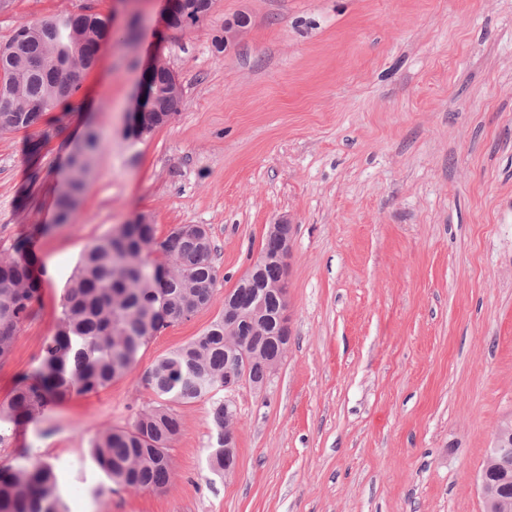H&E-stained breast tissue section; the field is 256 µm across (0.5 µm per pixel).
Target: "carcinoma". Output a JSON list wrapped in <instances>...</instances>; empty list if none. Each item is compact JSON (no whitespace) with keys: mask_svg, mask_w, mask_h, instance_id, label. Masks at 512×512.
Masks as SVG:
<instances>
[{"mask_svg":"<svg viewBox=\"0 0 512 512\" xmlns=\"http://www.w3.org/2000/svg\"><path fill=\"white\" fill-rule=\"evenodd\" d=\"M208 0H178L172 25L193 27L204 17ZM109 20L97 13L64 14L22 22L0 44V132L29 129L79 90L78 77L95 62ZM147 109L138 127L126 131L134 140L166 125L179 110L170 77L160 69L151 77ZM105 142L91 130L71 156L69 190L55 203L56 219L70 222L85 192L92 155ZM209 231L197 235L185 227L157 240L154 225L120 224L88 247L70 276L61 303L57 332L45 344L38 366L20 378L11 399L0 405V445L11 438L8 426L32 420L50 402L74 393L107 388L137 362L143 346L161 329L185 321L213 299L217 271ZM159 252L164 261L149 259ZM279 278L275 263L264 265L253 281H244L228 296L243 330L246 358L233 361L226 352L224 318L201 336L147 369L142 381L161 402L136 415L127 428H107L90 443V455L109 481L129 491H162L171 481L168 449L180 432L181 419L171 402L212 400L217 431L209 454L212 471L222 474L235 463L224 453V373L246 372V383L262 386L266 362L282 358L284 342L270 335L281 299L257 294L261 283ZM40 280L26 256V241L0 256V359L10 351L19 326L34 312ZM0 512H66L58 495V475L46 461L0 470Z\"/></svg>","mask_w":512,"mask_h":512,"instance_id":"1","label":"carcinoma"}]
</instances>
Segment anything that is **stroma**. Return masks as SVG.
Returning <instances> with one entry per match:
<instances>
[{
    "instance_id": "35a3bbf8",
    "label": "stroma",
    "mask_w": 512,
    "mask_h": 512,
    "mask_svg": "<svg viewBox=\"0 0 512 512\" xmlns=\"http://www.w3.org/2000/svg\"><path fill=\"white\" fill-rule=\"evenodd\" d=\"M169 0H7L24 21L92 11L95 67L38 127L0 134V253L43 269L32 318L0 360V404L57 329L84 250L145 216L157 238L208 227L210 306L154 336L96 393L51 404L0 447V467L52 463L67 512H485L480 472L512 418V0H213L195 27ZM245 36L216 49L239 14ZM183 86L179 114L126 138L153 59ZM106 146L71 223H55L87 127ZM294 226L288 350L263 387L231 392L236 469L214 474L211 403L178 406L163 491L109 489L92 438L156 405L142 375L202 335ZM49 233L30 236L32 225Z\"/></svg>"
}]
</instances>
